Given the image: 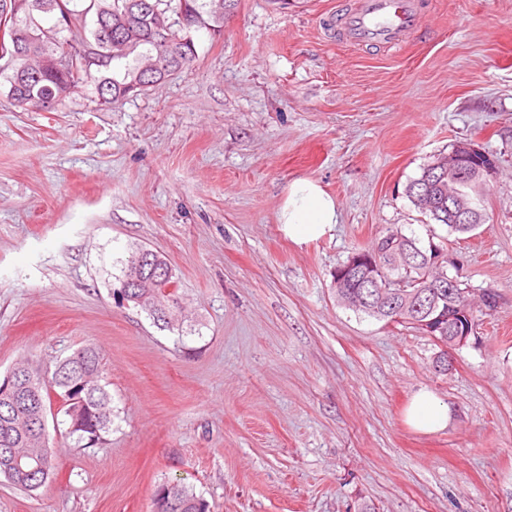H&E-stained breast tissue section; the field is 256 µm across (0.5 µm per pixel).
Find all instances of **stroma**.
<instances>
[{"mask_svg": "<svg viewBox=\"0 0 512 512\" xmlns=\"http://www.w3.org/2000/svg\"><path fill=\"white\" fill-rule=\"evenodd\" d=\"M358 0H238L197 58L108 110L75 97L24 112L0 94V378L103 355L104 443L70 449L47 413L56 470L0 512H152L180 476L210 512H512V0H420L403 44L349 47ZM494 154L485 223L448 234L406 197L452 144ZM338 205L295 245L291 181ZM436 234L474 295L476 339L442 352L422 331L344 307L333 276L387 228ZM164 256L187 332L116 291L137 248ZM421 389L445 429H410Z\"/></svg>", "mask_w": 512, "mask_h": 512, "instance_id": "35a3bbf8", "label": "stroma"}]
</instances>
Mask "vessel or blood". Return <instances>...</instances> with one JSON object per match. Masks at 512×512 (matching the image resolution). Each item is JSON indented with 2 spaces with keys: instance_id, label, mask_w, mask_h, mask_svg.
I'll return each mask as SVG.
<instances>
[{
  "instance_id": "1",
  "label": "vessel or blood",
  "mask_w": 512,
  "mask_h": 512,
  "mask_svg": "<svg viewBox=\"0 0 512 512\" xmlns=\"http://www.w3.org/2000/svg\"><path fill=\"white\" fill-rule=\"evenodd\" d=\"M423 22L416 0H361L339 26L351 44L396 45Z\"/></svg>"
}]
</instances>
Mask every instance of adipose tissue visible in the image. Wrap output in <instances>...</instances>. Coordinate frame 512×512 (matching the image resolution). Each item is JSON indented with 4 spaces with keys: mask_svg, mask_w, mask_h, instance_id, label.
Wrapping results in <instances>:
<instances>
[{
    "mask_svg": "<svg viewBox=\"0 0 512 512\" xmlns=\"http://www.w3.org/2000/svg\"><path fill=\"white\" fill-rule=\"evenodd\" d=\"M279 222L285 236L295 244L321 239L338 222L336 200L314 180L295 179L288 186ZM406 422L419 432H436L447 426L448 408L432 392L421 390L406 410Z\"/></svg>",
    "mask_w": 512,
    "mask_h": 512,
    "instance_id": "adipose-tissue-1",
    "label": "adipose tissue"
}]
</instances>
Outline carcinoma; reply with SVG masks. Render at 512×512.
Returning a JSON list of instances; mask_svg holds the SVG:
<instances>
[{
  "mask_svg": "<svg viewBox=\"0 0 512 512\" xmlns=\"http://www.w3.org/2000/svg\"><path fill=\"white\" fill-rule=\"evenodd\" d=\"M237 0H0V22L6 21L5 37L18 54L6 70L0 67V87L13 104L28 112L38 111L39 102L51 98L55 106L65 102L87 85L93 86L91 102L96 107H113L165 82L174 71L185 73L196 60V47L190 26L220 28ZM79 46L82 52L65 56V47ZM63 58L60 67L49 69L45 59ZM450 179L428 164L419 177L411 180L406 194L416 207L422 197L437 200V206L423 210L430 220L446 227L450 234L474 231L470 224H456L448 217ZM405 250L408 261L394 266L396 256ZM423 240L404 234L398 228L386 230L371 255L378 272V288L389 295V302L377 311L364 314L377 319L400 318V322L424 330L422 313L414 305L429 295L438 298L437 310L450 314L472 302L458 275L451 289L430 288L432 275L427 267ZM141 309L162 326H176L172 317L179 299H169L158 288H139ZM103 357L91 344L78 349L57 363L50 378L39 381L26 363L15 366L18 394L0 392V477L26 491L45 485L55 469L56 452L45 441L41 420L46 400L54 391L62 398L68 416V435L73 448H88L105 440L112 426V400L101 385ZM38 380L36 402L20 400L26 376ZM82 402L77 418L70 416L72 401ZM21 458L37 468L29 476L7 464ZM175 492L183 504L199 499L192 485L182 478L160 484Z\"/></svg>",
  "mask_w": 512,
  "mask_h": 512,
  "instance_id": "cac0c4a2",
  "label": "carcinoma"
}]
</instances>
